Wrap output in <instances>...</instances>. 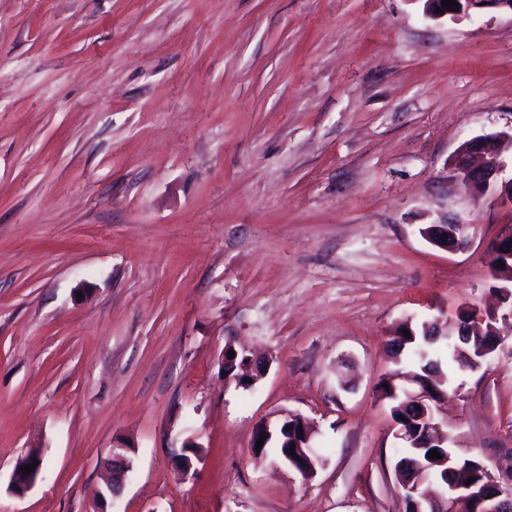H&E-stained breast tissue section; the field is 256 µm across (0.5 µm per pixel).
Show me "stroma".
<instances>
[{"label": "stroma", "mask_w": 512, "mask_h": 512, "mask_svg": "<svg viewBox=\"0 0 512 512\" xmlns=\"http://www.w3.org/2000/svg\"><path fill=\"white\" fill-rule=\"evenodd\" d=\"M509 128L507 13L0 0V512H95L116 448L133 468L111 512H405L387 343L488 303L512 210L452 161ZM445 220L464 248L421 236ZM229 344L270 360L251 388ZM458 381L460 447L511 468L512 340ZM284 411L315 430L312 478L252 458ZM34 461H38V464L33 469V471H30L29 474L24 475V472L22 471V468H24L25 465H29L33 463ZM43 472V459L42 458H29L27 457V454L20 457L18 461L15 464V467L13 469L12 475H11V481H10V489L13 494L17 496H23L25 495L29 490H31L36 483L41 478Z\"/></svg>", "instance_id": "stroma-1"}]
</instances>
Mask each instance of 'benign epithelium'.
Wrapping results in <instances>:
<instances>
[{
	"instance_id": "obj_1",
	"label": "benign epithelium",
	"mask_w": 512,
	"mask_h": 512,
	"mask_svg": "<svg viewBox=\"0 0 512 512\" xmlns=\"http://www.w3.org/2000/svg\"><path fill=\"white\" fill-rule=\"evenodd\" d=\"M423 2L425 17L433 20L445 17L460 20L487 11L512 13V0H455L459 5L457 9L444 6L446 0ZM505 152L512 153V131L482 134L462 145L456 154L454 169L461 183L476 195L499 188L497 198L500 204L512 209V178L497 183L498 175L504 170L501 155ZM422 235L429 244L446 252H455L466 244L461 224L446 221L429 224L422 229ZM490 252L495 259L490 268L491 277L498 282L504 277L503 269H512V223L502 225ZM496 292L498 305L492 311H485L475 303L464 305L455 324L457 339L451 340L449 334L440 331L442 322L436 316L424 323L425 341L434 343L444 337L472 368H479L501 346L503 335L512 334V279L505 285H496ZM390 384L393 395L398 398L404 396L420 405V420L426 424L424 434L429 443L450 440V434L444 430L447 421L439 417L441 402L447 394L438 384L402 373L394 375ZM473 460L475 456L449 448L442 461L447 470L446 482L425 489L418 482L404 483L406 512H512V473L501 478L487 469L483 475L475 473L476 480L469 484L453 479L452 472L473 466ZM33 462L36 467L29 474H24L22 468ZM284 462L305 479L316 471L314 459L300 450L293 455H285ZM131 469L129 459L116 454L112 456L105 491L100 494L101 508L97 512H106L108 503L122 494L125 476ZM42 472L43 459L20 457L11 475L12 493L25 495L39 481Z\"/></svg>"
}]
</instances>
